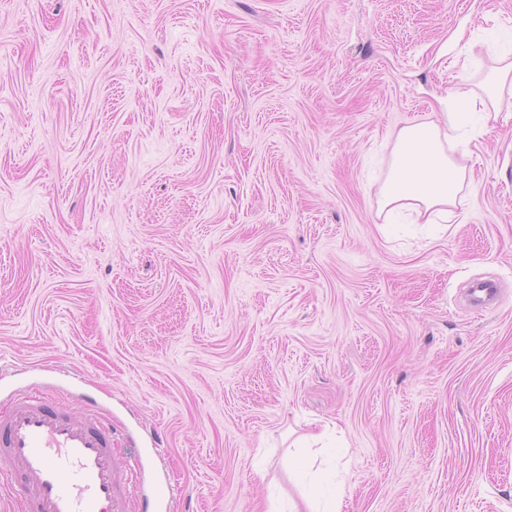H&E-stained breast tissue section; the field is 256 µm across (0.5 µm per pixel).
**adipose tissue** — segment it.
Here are the masks:
<instances>
[{
  "label": "adipose tissue",
  "instance_id": "adipose-tissue-1",
  "mask_svg": "<svg viewBox=\"0 0 512 512\" xmlns=\"http://www.w3.org/2000/svg\"><path fill=\"white\" fill-rule=\"evenodd\" d=\"M508 91L512 92V51L497 55L491 79L480 93L454 92L458 109L446 113L444 123L416 122L398 130L392 137L389 172L377 193L380 212L407 211L435 224L465 206L470 176L455 157L460 145L453 137L461 110L477 101L483 112H500Z\"/></svg>",
  "mask_w": 512,
  "mask_h": 512
}]
</instances>
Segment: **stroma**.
I'll use <instances>...</instances> for the list:
<instances>
[{
  "label": "stroma",
  "mask_w": 512,
  "mask_h": 512,
  "mask_svg": "<svg viewBox=\"0 0 512 512\" xmlns=\"http://www.w3.org/2000/svg\"><path fill=\"white\" fill-rule=\"evenodd\" d=\"M511 43L512 0H0V415L52 386L171 512H512V105L464 216L377 214Z\"/></svg>",
  "instance_id": "35a3bbf8"
}]
</instances>
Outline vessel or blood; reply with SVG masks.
Returning a JSON list of instances; mask_svg holds the SVG:
<instances>
[{"mask_svg": "<svg viewBox=\"0 0 512 512\" xmlns=\"http://www.w3.org/2000/svg\"><path fill=\"white\" fill-rule=\"evenodd\" d=\"M0 470L14 476L28 512H131L132 478L111 423L75 418L45 395L17 398L0 418Z\"/></svg>", "mask_w": 512, "mask_h": 512, "instance_id": "1", "label": "vessel or blood"}]
</instances>
